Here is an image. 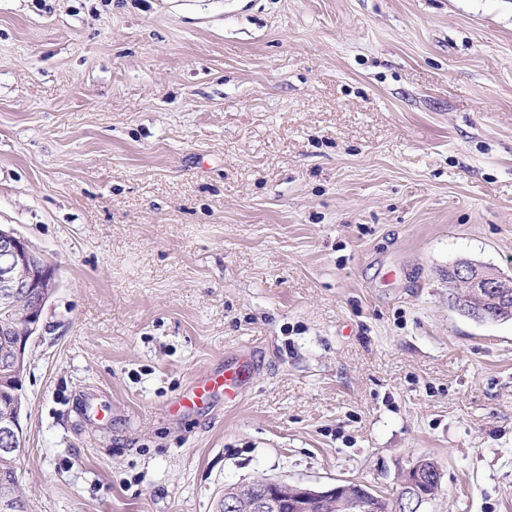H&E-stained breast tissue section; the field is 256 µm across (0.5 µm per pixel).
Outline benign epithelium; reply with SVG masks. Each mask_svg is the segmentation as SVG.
<instances>
[{"label":"benign epithelium","instance_id":"obj_1","mask_svg":"<svg viewBox=\"0 0 512 512\" xmlns=\"http://www.w3.org/2000/svg\"><path fill=\"white\" fill-rule=\"evenodd\" d=\"M448 306L462 315L472 313L475 307L501 305L512 296V278H506L495 267L474 260H460L448 269ZM56 287L54 269L31 248L30 243L12 230L0 229V305L16 309L15 329L18 341L13 345L12 359L23 362L31 339L38 335L43 308L51 289ZM22 437L21 417L14 414L0 421V451L9 453ZM425 461L411 466L404 475L402 490L387 506L389 499L372 495L361 497L357 483H336L326 487H312L299 483L267 479L247 484L224 487L220 500L227 508L238 512H280L282 506L292 502L309 512H389L407 503L418 512L433 496L441 483L442 474L431 477L428 491L421 484Z\"/></svg>","mask_w":512,"mask_h":512}]
</instances>
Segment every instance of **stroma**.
Listing matches in <instances>:
<instances>
[{"label":"stroma","mask_w":512,"mask_h":512,"mask_svg":"<svg viewBox=\"0 0 512 512\" xmlns=\"http://www.w3.org/2000/svg\"><path fill=\"white\" fill-rule=\"evenodd\" d=\"M0 228L54 268L28 512H215L419 459L512 512V0H0ZM251 354L243 396L167 410ZM448 306L462 315L476 306L501 305L512 295V278L496 268L474 260H460L448 269ZM454 284L457 290H454ZM511 289V292H510Z\"/></svg>","instance_id":"stroma-1"}]
</instances>
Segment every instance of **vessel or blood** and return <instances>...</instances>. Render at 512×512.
Segmentation results:
<instances>
[{
  "mask_svg": "<svg viewBox=\"0 0 512 512\" xmlns=\"http://www.w3.org/2000/svg\"><path fill=\"white\" fill-rule=\"evenodd\" d=\"M249 373L250 364L247 359L225 364L224 368L195 379L188 389L170 404L169 411L175 414L198 408L219 393L228 398L235 397L246 383Z\"/></svg>",
  "mask_w": 512,
  "mask_h": 512,
  "instance_id": "vessel-or-blood-1",
  "label": "vessel or blood"
}]
</instances>
